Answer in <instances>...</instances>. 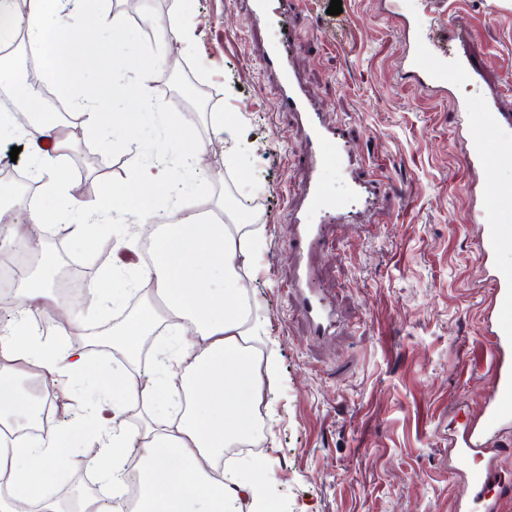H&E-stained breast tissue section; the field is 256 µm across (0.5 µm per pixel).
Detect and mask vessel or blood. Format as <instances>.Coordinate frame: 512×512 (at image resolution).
<instances>
[{"instance_id": "b4317fda", "label": "vessel or blood", "mask_w": 512, "mask_h": 512, "mask_svg": "<svg viewBox=\"0 0 512 512\" xmlns=\"http://www.w3.org/2000/svg\"><path fill=\"white\" fill-rule=\"evenodd\" d=\"M245 18L253 28H275L276 38L265 46L263 64L276 75L280 96L278 109L296 116L306 144L304 166L306 177L293 194L297 205L294 222L297 236L294 249L298 255L295 287L301 311L316 335L329 333L335 314L325 298L312 287L309 257L315 246L326 241L324 224L339 216L341 202L321 179V171L330 165H342L346 145L336 129L326 126L316 105L307 95L291 63L292 31L288 16L295 0H275L267 8L265 0H243ZM404 80L428 97H447L455 79L476 83L482 75L476 69L468 50L449 54L447 46L420 37L407 42L400 60ZM480 128L473 134L464 156L467 169L492 172L512 168V111L506 110L498 93H490L482 102ZM468 193L482 224L476 247L483 259L485 276L491 284L486 318L492 343L488 370L492 387L477 415L469 417L460 438L449 443L451 453L463 458L482 460V468L472 470L467 481V512H501L512 489L496 480L497 460L505 449L494 442L512 430V267L496 262L502 242L512 239V224L502 221L501 208L512 202V183H497L492 195L480 194L476 186Z\"/></svg>"}]
</instances>
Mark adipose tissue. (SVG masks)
<instances>
[{
    "label": "adipose tissue",
    "instance_id": "adipose-tissue-1",
    "mask_svg": "<svg viewBox=\"0 0 512 512\" xmlns=\"http://www.w3.org/2000/svg\"><path fill=\"white\" fill-rule=\"evenodd\" d=\"M0 12L17 20L39 61L42 82L65 94L84 134L103 140L108 128L119 125L127 131L121 148L138 152L142 102H150L152 111L163 109L151 99L150 70L130 59L106 83L90 87L80 80L126 40L122 21L101 11L98 0H0ZM77 18L85 19L83 30L74 29ZM129 71L136 72L135 80H126ZM112 103L119 106L113 113L108 110ZM3 136L39 146L33 167L40 195L24 206L29 223L44 225L49 203L77 241L89 236L93 224L117 216L159 225L161 232L151 264L104 271L101 286L72 305L49 303L48 282L24 277L20 307L53 311L60 319L49 343L23 322L12 323L0 336V479L8 487L0 493V512H30L36 504L43 512H61L52 471L63 450L84 436L80 420L48 428L34 440L9 439L3 427L30 411L20 390L23 379L37 378L48 398L55 385L73 387L83 381L87 354L71 344L69 326L123 297L133 279L152 282L169 315L141 307L116 330L113 343L130 364H137L144 337L167 320L178 333L173 348L179 371L158 382L103 391L112 415L98 424L92 437L97 451L88 464L103 482L116 487L130 458H137L140 495L134 512H241L243 500L257 499L259 489L254 480L225 474L221 461L225 449L245 444L256 409L273 385L272 377L262 376L251 348L262 327L251 316L252 303L240 280L241 269L251 264L257 250L253 232L244 224L225 223L224 205L218 201L207 214L187 200L172 210L160 208L171 175L139 164L125 180L103 187L107 207L84 202L71 191L56 122L32 120L19 126L1 113ZM133 410L148 418L134 434L125 426Z\"/></svg>",
    "mask_w": 512,
    "mask_h": 512
}]
</instances>
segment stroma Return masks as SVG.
<instances>
[{
  "label": "stroma",
  "mask_w": 512,
  "mask_h": 512,
  "mask_svg": "<svg viewBox=\"0 0 512 512\" xmlns=\"http://www.w3.org/2000/svg\"><path fill=\"white\" fill-rule=\"evenodd\" d=\"M330 2L299 0L293 64L326 124L344 132L356 176L385 182L370 211L349 203L328 229L327 246L313 253L315 285L335 309L330 335L312 336L294 300L290 200L305 177L303 137L277 109L278 82L261 63L269 35L247 29L241 0H110L128 30L122 54L150 68L168 99L163 113L149 116L144 153L73 135V154L100 153L109 170L87 165L71 185L93 201L133 163H157L153 142L171 137L163 114L180 116L207 155L173 185L172 202L196 187L199 210L223 198L259 231L258 252L241 277L256 301L275 388L265 408L264 451L237 454L227 469L260 465L275 512H455L464 465L450 458L448 435L455 415L477 413L491 385L490 285L464 184L488 192L497 177L464 166L469 133L459 129L454 103L480 105L491 87L512 102V0H448V50L468 45L485 81H457L450 98L436 100L403 80L404 35L382 0H342L337 15L329 14ZM175 12L193 38L159 46L156 32ZM222 114L237 130L232 167L216 131ZM121 230L135 249L119 258L140 262L143 226L127 222ZM112 240L100 235L86 246L67 238L63 249L96 280L119 259ZM168 343L166 332L150 336L139 371L89 354L91 376L81 390L55 393L58 423L109 418L101 381L158 378Z\"/></svg>",
  "instance_id": "stroma-1"
}]
</instances>
